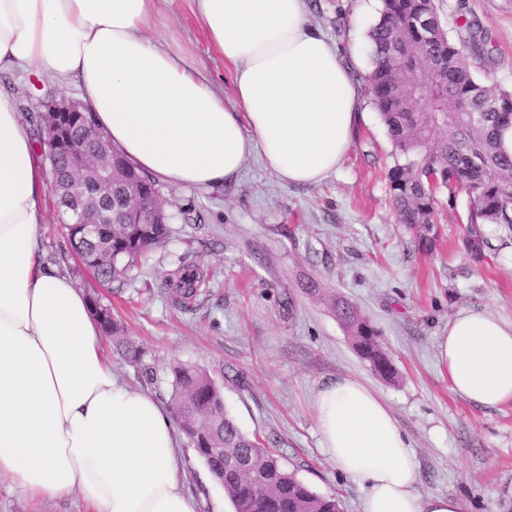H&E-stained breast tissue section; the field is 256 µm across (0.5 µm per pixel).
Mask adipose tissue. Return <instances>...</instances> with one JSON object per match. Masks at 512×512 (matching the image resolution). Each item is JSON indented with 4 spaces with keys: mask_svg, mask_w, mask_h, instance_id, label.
<instances>
[{
    "mask_svg": "<svg viewBox=\"0 0 512 512\" xmlns=\"http://www.w3.org/2000/svg\"><path fill=\"white\" fill-rule=\"evenodd\" d=\"M158 3L0 0V71L76 85L112 148L173 186H222L255 154L289 183L336 172L359 92L305 0H191L233 68L236 111L188 55L147 38ZM46 190L42 153L0 96V476L34 497L78 493L94 512H196L170 412L113 370L88 295L42 256ZM436 348L453 393L512 401V321L459 309ZM313 407L325 454L364 492L362 512H463L456 497L416 491L408 439L371 386L326 381Z\"/></svg>",
    "mask_w": 512,
    "mask_h": 512,
    "instance_id": "adipose-tissue-1",
    "label": "adipose tissue"
}]
</instances>
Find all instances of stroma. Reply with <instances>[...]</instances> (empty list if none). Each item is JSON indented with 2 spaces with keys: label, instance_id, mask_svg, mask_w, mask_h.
<instances>
[{
  "label": "stroma",
  "instance_id": "stroma-1",
  "mask_svg": "<svg viewBox=\"0 0 512 512\" xmlns=\"http://www.w3.org/2000/svg\"><path fill=\"white\" fill-rule=\"evenodd\" d=\"M439 15L456 41L475 40L484 56L468 58L485 84L512 89V0H438ZM380 0H306L310 26L336 45L359 86L364 114L343 163L324 181H281L258 157L214 189L161 184L171 214L170 241L138 259L128 278L100 285L72 254L52 199H45L42 242L87 294L111 305L126 336L140 346L141 363L124 361L104 339L113 369L161 403L172 393L171 368H205L221 385L224 404L241 430L279 453L312 491L334 493L340 512H361L362 491L338 474L319 446L313 393L337 377L363 380L388 402L418 465L420 494L451 495L464 512H512V402L483 409L454 395L435 341L461 308L487 309L512 320V233L490 238L483 260L465 246V197L445 202L435 250L421 251L399 224L389 199L392 146L365 81L367 31ZM149 37L176 45L238 102L232 74L213 54L188 0H161ZM79 99V91L35 70L0 72V93L15 108L37 90ZM200 268L206 282L192 310L161 294L181 264ZM322 293L308 295L309 284ZM358 306L381 330L397 371L376 375L353 350L327 295ZM180 465L196 512H233L189 446ZM0 512H90L78 494L33 499L0 478Z\"/></svg>",
  "mask_w": 512,
  "mask_h": 512
}]
</instances>
